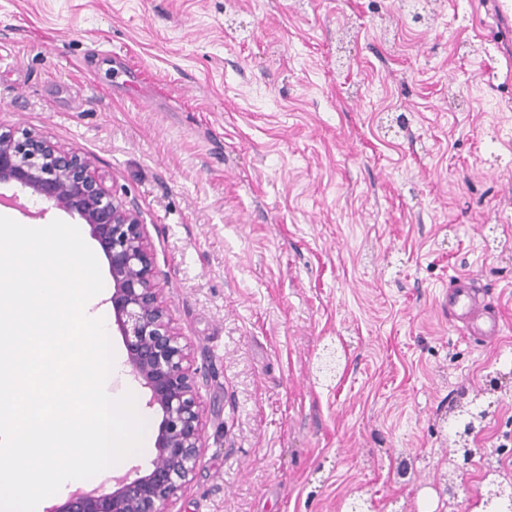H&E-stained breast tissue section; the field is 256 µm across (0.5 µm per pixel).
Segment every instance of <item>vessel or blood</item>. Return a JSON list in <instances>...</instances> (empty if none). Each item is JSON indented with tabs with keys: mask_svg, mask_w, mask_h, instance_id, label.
Listing matches in <instances>:
<instances>
[{
	"mask_svg": "<svg viewBox=\"0 0 512 512\" xmlns=\"http://www.w3.org/2000/svg\"><path fill=\"white\" fill-rule=\"evenodd\" d=\"M495 19L496 43L501 49L502 76L512 80V0H487ZM448 313L464 336L487 343L499 340L502 323L491 304L480 301L470 278L460 276L448 287Z\"/></svg>",
	"mask_w": 512,
	"mask_h": 512,
	"instance_id": "obj_1",
	"label": "vessel or blood"
}]
</instances>
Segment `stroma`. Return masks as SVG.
<instances>
[{
  "label": "stroma",
  "instance_id": "1",
  "mask_svg": "<svg viewBox=\"0 0 512 512\" xmlns=\"http://www.w3.org/2000/svg\"><path fill=\"white\" fill-rule=\"evenodd\" d=\"M409 2L0 0V129L136 200L207 376L175 512H503L512 87L481 0ZM456 275L496 343L450 321Z\"/></svg>",
  "mask_w": 512,
  "mask_h": 512
}]
</instances>
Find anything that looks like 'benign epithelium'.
Instances as JSON below:
<instances>
[{
  "instance_id": "obj_1",
  "label": "benign epithelium",
  "mask_w": 512,
  "mask_h": 512,
  "mask_svg": "<svg viewBox=\"0 0 512 512\" xmlns=\"http://www.w3.org/2000/svg\"><path fill=\"white\" fill-rule=\"evenodd\" d=\"M78 215L109 262L110 302L129 374L161 415L150 470L112 476L110 490H74L51 512H171L203 454L197 377L183 366L180 333L161 300L159 272L137 204L113 195L92 157L45 136L0 132V186Z\"/></svg>"
}]
</instances>
